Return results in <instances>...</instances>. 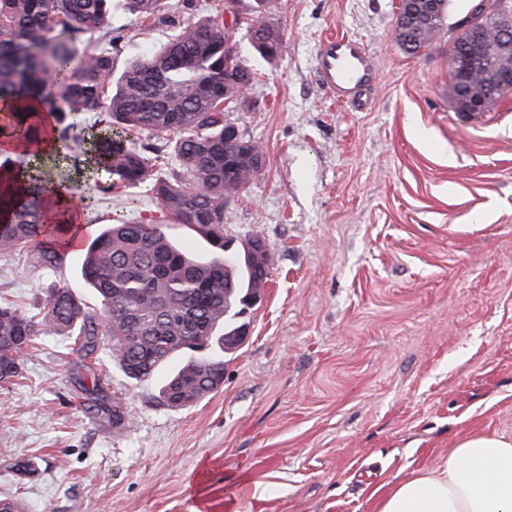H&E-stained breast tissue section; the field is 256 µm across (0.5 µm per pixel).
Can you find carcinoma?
Returning a JSON list of instances; mask_svg holds the SVG:
<instances>
[{
    "label": "carcinoma",
    "instance_id": "carcinoma-1",
    "mask_svg": "<svg viewBox=\"0 0 512 512\" xmlns=\"http://www.w3.org/2000/svg\"><path fill=\"white\" fill-rule=\"evenodd\" d=\"M112 0H0V99L13 108L0 123L7 137L38 146V104L54 112L62 130L76 128L90 114L105 112L110 132L95 150L102 170L118 187L145 186L176 223L195 228L209 255L179 247L162 225L147 224L135 213L123 215L87 242L81 277L100 299L96 314L66 285L51 290L38 318L0 301V383L22 377V357L39 336H61L85 355L106 350L130 380L144 381L175 356L190 359L159 391L171 409L193 406L224 380V358L212 353L239 327L238 307L265 287L271 258L262 249L246 262L224 240V204L236 197L263 168L261 147L244 137L224 138V112L244 98L254 74L239 62L224 14L184 24L161 47L131 62L113 79L112 50L100 44L76 54L73 41L108 22ZM149 25H172L162 15L166 0H128ZM270 0H252L251 45L264 59L277 61L284 49L280 30L261 21ZM448 0H438L435 19L422 23L402 15L401 48L426 52L443 30ZM458 53L478 49L469 76L450 83L458 104L465 84L503 67L512 53V31H482L480 41L464 27L451 38ZM175 134L178 169L168 173L137 139ZM49 195L41 194L0 166V253L30 248L39 265L51 270L61 249L43 237L62 225L43 223ZM89 411L111 412L115 398L102 394L93 376Z\"/></svg>",
    "mask_w": 512,
    "mask_h": 512
}]
</instances>
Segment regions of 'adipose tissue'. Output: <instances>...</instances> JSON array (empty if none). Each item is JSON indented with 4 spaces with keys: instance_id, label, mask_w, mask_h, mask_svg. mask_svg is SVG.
Wrapping results in <instances>:
<instances>
[{
    "instance_id": "obj_1",
    "label": "adipose tissue",
    "mask_w": 512,
    "mask_h": 512,
    "mask_svg": "<svg viewBox=\"0 0 512 512\" xmlns=\"http://www.w3.org/2000/svg\"><path fill=\"white\" fill-rule=\"evenodd\" d=\"M378 512H512V440L472 433L430 468L396 482Z\"/></svg>"
}]
</instances>
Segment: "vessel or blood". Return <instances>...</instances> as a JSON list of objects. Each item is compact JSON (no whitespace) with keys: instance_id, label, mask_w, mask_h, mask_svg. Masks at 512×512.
I'll list each match as a JSON object with an SVG mask.
<instances>
[{"instance_id":"obj_1","label":"vessel or blood","mask_w":512,"mask_h":512,"mask_svg":"<svg viewBox=\"0 0 512 512\" xmlns=\"http://www.w3.org/2000/svg\"><path fill=\"white\" fill-rule=\"evenodd\" d=\"M315 76L319 87L336 102L356 110L368 105L377 80L371 52L352 35H332L318 45Z\"/></svg>"}]
</instances>
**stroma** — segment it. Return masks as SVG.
Wrapping results in <instances>:
<instances>
[{"instance_id":"1","label":"stroma","mask_w":512,"mask_h":512,"mask_svg":"<svg viewBox=\"0 0 512 512\" xmlns=\"http://www.w3.org/2000/svg\"><path fill=\"white\" fill-rule=\"evenodd\" d=\"M469 0H450L452 29ZM396 0H274L265 17L284 52L270 64L233 35L255 81L224 114L265 165L224 210L232 247L264 239L271 276L244 321L251 334L224 383L172 410L154 379L133 382L107 353L95 366L58 336L23 356L0 387V497L25 512H377L380 496L435 465L469 433L512 438V94L467 119L448 97V37L406 54ZM115 69L167 41L112 0ZM355 35L378 85L366 111L336 104L315 80L325 37ZM39 168L76 182L92 208L85 238L136 204L164 222L145 188L104 193L73 154ZM82 251L54 272L30 250L0 254V298L41 313L68 285L89 311ZM132 425L85 411L89 373Z\"/></svg>"}]
</instances>
